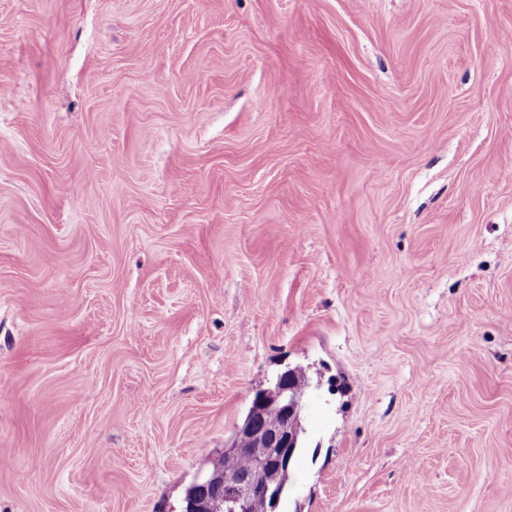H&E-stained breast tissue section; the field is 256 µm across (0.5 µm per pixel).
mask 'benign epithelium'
Segmentation results:
<instances>
[{"label": "benign epithelium", "mask_w": 512, "mask_h": 512, "mask_svg": "<svg viewBox=\"0 0 512 512\" xmlns=\"http://www.w3.org/2000/svg\"><path fill=\"white\" fill-rule=\"evenodd\" d=\"M294 384V371L286 370L277 378L275 396L260 390L255 393L250 419L238 427L233 444V449L251 456L252 466L245 472L224 474L221 493L215 497L209 490L217 482L216 475L197 481V497L192 499L189 512H249L250 500L257 492L278 505L281 490L270 475L288 469L298 445L295 419L301 411V398ZM270 408L280 415L275 426L261 423Z\"/></svg>", "instance_id": "1"}]
</instances>
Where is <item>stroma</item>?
<instances>
[{
    "instance_id": "1",
    "label": "stroma",
    "mask_w": 512,
    "mask_h": 512,
    "mask_svg": "<svg viewBox=\"0 0 512 512\" xmlns=\"http://www.w3.org/2000/svg\"><path fill=\"white\" fill-rule=\"evenodd\" d=\"M289 369L276 512H512V0H0V512H184Z\"/></svg>"
}]
</instances>
